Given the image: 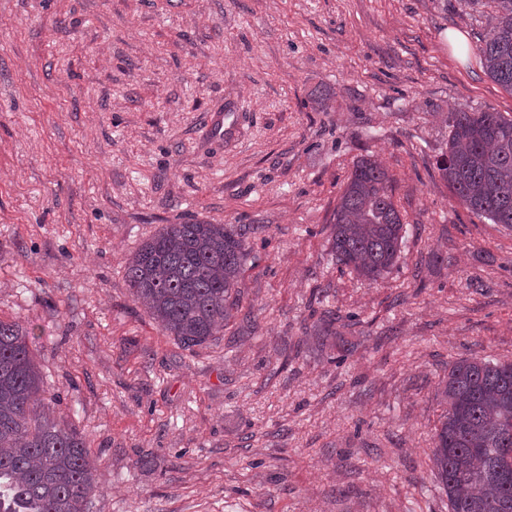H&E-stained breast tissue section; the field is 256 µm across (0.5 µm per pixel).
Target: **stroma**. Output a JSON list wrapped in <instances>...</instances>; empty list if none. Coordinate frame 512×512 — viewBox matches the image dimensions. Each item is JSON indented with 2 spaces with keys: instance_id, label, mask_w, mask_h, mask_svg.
<instances>
[{
  "instance_id": "35a3bbf8",
  "label": "stroma",
  "mask_w": 512,
  "mask_h": 512,
  "mask_svg": "<svg viewBox=\"0 0 512 512\" xmlns=\"http://www.w3.org/2000/svg\"><path fill=\"white\" fill-rule=\"evenodd\" d=\"M492 12L0 0V318L30 331L42 398L97 464L89 512H449L441 383L464 358L512 361V228L438 170L449 112L512 118L478 51ZM364 157L406 228L375 282L331 249ZM194 222L244 229L248 256L240 316L188 350L125 264Z\"/></svg>"
}]
</instances>
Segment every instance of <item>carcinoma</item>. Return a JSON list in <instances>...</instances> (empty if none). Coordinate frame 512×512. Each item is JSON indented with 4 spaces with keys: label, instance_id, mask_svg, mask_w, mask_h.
<instances>
[{
    "label": "carcinoma",
    "instance_id": "cac0c4a2",
    "mask_svg": "<svg viewBox=\"0 0 512 512\" xmlns=\"http://www.w3.org/2000/svg\"><path fill=\"white\" fill-rule=\"evenodd\" d=\"M479 48L488 76L512 92V0ZM448 152L438 170L478 217L512 228V119L499 112L448 113ZM388 173L354 165L333 215L332 250L368 281L389 272L404 223ZM247 243L232 224H167L126 263L134 301L186 349L224 331L239 310L233 296ZM30 332L0 319V512H88L98 490L83 437L39 398ZM447 405L432 462L451 512H512V362L461 359L448 369Z\"/></svg>",
    "mask_w": 512,
    "mask_h": 512
}]
</instances>
